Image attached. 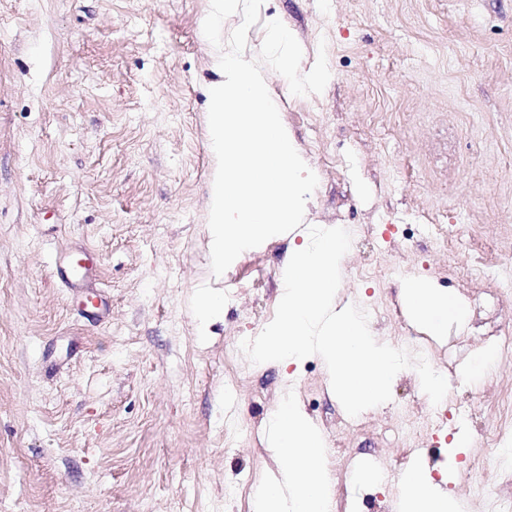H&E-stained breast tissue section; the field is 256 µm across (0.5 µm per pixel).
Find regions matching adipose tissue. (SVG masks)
Returning a JSON list of instances; mask_svg holds the SVG:
<instances>
[{
	"label": "adipose tissue",
	"mask_w": 512,
	"mask_h": 512,
	"mask_svg": "<svg viewBox=\"0 0 512 512\" xmlns=\"http://www.w3.org/2000/svg\"><path fill=\"white\" fill-rule=\"evenodd\" d=\"M402 296L412 318L430 335H446L448 324L462 320L456 297L416 278L403 281ZM275 448L287 460L282 481H270L257 495V512H328V483L322 477L321 442L294 402L282 403L273 415ZM403 512H452L453 503L427 476L410 470L402 477Z\"/></svg>",
	"instance_id": "obj_1"
}]
</instances>
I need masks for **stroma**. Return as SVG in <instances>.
I'll use <instances>...</instances> for the list:
<instances>
[{
    "instance_id": "obj_1",
    "label": "stroma",
    "mask_w": 512,
    "mask_h": 512,
    "mask_svg": "<svg viewBox=\"0 0 512 512\" xmlns=\"http://www.w3.org/2000/svg\"><path fill=\"white\" fill-rule=\"evenodd\" d=\"M210 0H0V512H255L279 478L271 416L300 406L335 455L328 476L362 512H398L406 468L486 512L512 493L497 434L512 436V0H264L245 55L278 17L301 72L325 53L322 93L292 95L264 68L294 148L317 175L295 236L211 272L217 160L209 86L220 52L202 26ZM430 214L464 242L443 249ZM342 227L352 245L337 296L370 305V330L399 348L421 336L465 420L436 426L414 369L392 399L349 418L318 357L278 367L239 349L274 318L293 245ZM93 250L83 313L55 276L60 253ZM462 298L445 338L420 335L402 279ZM223 292L200 335L194 303ZM494 353L479 377L467 367ZM420 420L417 433L402 422ZM469 444L459 448L458 436ZM364 457L396 477L355 484ZM482 484L483 494L470 493ZM235 496H227L228 488Z\"/></svg>"
}]
</instances>
